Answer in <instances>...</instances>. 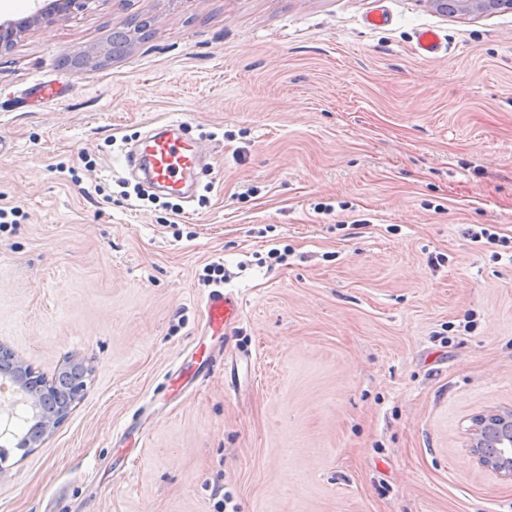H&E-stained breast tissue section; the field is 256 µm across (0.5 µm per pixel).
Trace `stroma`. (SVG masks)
Here are the masks:
<instances>
[{
  "label": "stroma",
  "mask_w": 512,
  "mask_h": 512,
  "mask_svg": "<svg viewBox=\"0 0 512 512\" xmlns=\"http://www.w3.org/2000/svg\"><path fill=\"white\" fill-rule=\"evenodd\" d=\"M172 120L210 156L175 210L125 163ZM0 141V344L85 372L0 512H512L468 448L512 410V249L465 235L512 238V12L89 0L0 54ZM205 312L209 328L224 333L238 321L240 315L239 301L234 290L211 291L205 299Z\"/></svg>",
  "instance_id": "stroma-1"
}]
</instances>
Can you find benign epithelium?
Masks as SVG:
<instances>
[{
  "label": "benign epithelium",
  "mask_w": 512,
  "mask_h": 512,
  "mask_svg": "<svg viewBox=\"0 0 512 512\" xmlns=\"http://www.w3.org/2000/svg\"><path fill=\"white\" fill-rule=\"evenodd\" d=\"M85 0H50L22 20L0 22V50L11 46L23 32L32 25L51 24L57 17L81 9ZM439 12L455 10L460 13L483 11H511L512 0H431ZM0 371L10 378L19 389L27 392L30 401L42 406L54 399L56 386L39 374L15 352L0 346ZM84 384L73 380L69 386V404L44 418L38 435L26 442L32 447L43 436L67 417L70 405L80 400ZM469 449L481 467L493 471L504 479H512V411L491 410L477 415L469 429Z\"/></svg>",
  "instance_id": "7a95c632"
}]
</instances>
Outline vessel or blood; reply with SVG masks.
I'll list each match as a JSON object with an SVG mask.
<instances>
[{
	"label": "vessel or blood",
	"instance_id": "1",
	"mask_svg": "<svg viewBox=\"0 0 512 512\" xmlns=\"http://www.w3.org/2000/svg\"><path fill=\"white\" fill-rule=\"evenodd\" d=\"M200 164L201 153L196 142L170 129L152 130L133 158L134 167L146 171L155 188L178 196ZM205 312L210 329L230 328L240 315L234 290L211 291L205 300Z\"/></svg>",
	"mask_w": 512,
	"mask_h": 512
}]
</instances>
